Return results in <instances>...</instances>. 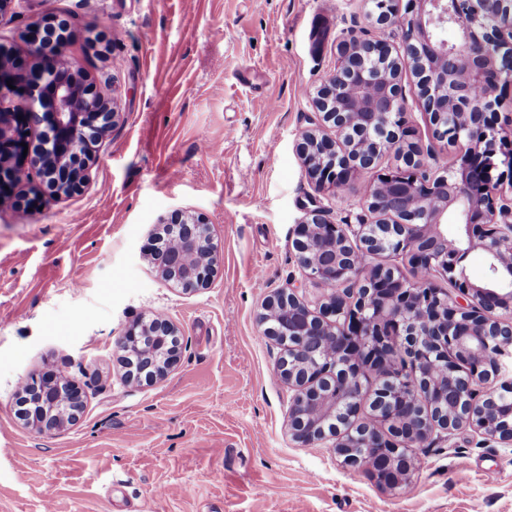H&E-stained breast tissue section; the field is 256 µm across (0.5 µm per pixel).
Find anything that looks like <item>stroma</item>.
Returning a JSON list of instances; mask_svg holds the SVG:
<instances>
[{
  "label": "stroma",
  "mask_w": 512,
  "mask_h": 512,
  "mask_svg": "<svg viewBox=\"0 0 512 512\" xmlns=\"http://www.w3.org/2000/svg\"><path fill=\"white\" fill-rule=\"evenodd\" d=\"M368 0H12L0 43L27 57L49 19L78 33L70 52L119 118L68 195L0 206V512H512V446L462 429L411 449L408 482L382 488L332 442H296L291 393L263 336L268 295L295 288L318 309L293 251L319 205L356 223L375 173L318 192L296 151L309 96L335 71L347 32L398 42ZM415 139L437 172L458 153L435 141L403 72ZM205 217L217 274L185 291L150 257L159 217ZM159 314L179 361L160 380L127 381L119 340ZM61 375L81 390L79 421L25 428L16 393Z\"/></svg>",
  "instance_id": "35a3bbf8"
}]
</instances>
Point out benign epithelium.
Wrapping results in <instances>:
<instances>
[{
	"instance_id": "7a95c632",
	"label": "benign epithelium",
	"mask_w": 512,
	"mask_h": 512,
	"mask_svg": "<svg viewBox=\"0 0 512 512\" xmlns=\"http://www.w3.org/2000/svg\"><path fill=\"white\" fill-rule=\"evenodd\" d=\"M369 0V16L382 25L401 22V44L367 40L350 32L338 47L336 71L312 97L314 125L336 132L302 133L297 149L320 190L339 193L355 171L373 168L390 148L396 164L377 175L362 196L374 220L337 224L326 210H309L295 230L294 249L308 279L330 291L319 311L293 289L269 296L261 317L263 334L285 353L277 373L293 391L288 411L292 436L305 445L336 438V453L352 467L371 468L380 483L395 488L407 473V448L421 447L440 432L470 429L486 441L512 443V380H499L500 362L512 356V198L503 195L505 166L512 172V149L496 147L491 121L500 92L512 85V0ZM447 28L457 41L442 37ZM69 42L47 54L30 43L35 76L20 75L0 55V197L18 184L15 170L35 174L68 194L87 181L96 144L86 135L114 126L110 99L93 87H75L57 75L60 64L76 68ZM395 61L418 68L416 96L429 115L437 139L461 150L458 167L432 176L416 142ZM41 137L39 152L24 151ZM455 230L448 233V214ZM154 261L163 280L184 288L205 286L218 264V245L207 222L175 211L160 220ZM484 252L488 275L481 283L465 275L463 261ZM405 256L427 277L410 281L390 266L366 270V257ZM448 278L450 296L435 280ZM403 340L408 375H390L378 391L374 419L358 432L341 425L358 417L362 378L394 353L385 338ZM146 324L125 331L120 348L139 343ZM153 335L162 337L159 356L140 355L128 379L157 378L179 356L181 342L172 322L158 316ZM45 413L32 429H60L76 417L80 401L64 398L50 378L27 383ZM355 448H369L358 455Z\"/></svg>"
}]
</instances>
